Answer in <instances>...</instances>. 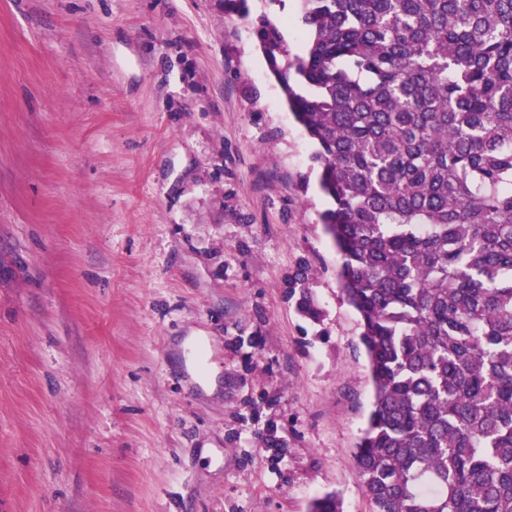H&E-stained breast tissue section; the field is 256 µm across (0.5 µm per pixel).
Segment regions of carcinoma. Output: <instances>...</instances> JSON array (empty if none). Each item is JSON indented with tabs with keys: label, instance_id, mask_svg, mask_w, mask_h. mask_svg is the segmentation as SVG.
I'll use <instances>...</instances> for the list:
<instances>
[{
	"label": "carcinoma",
	"instance_id": "carcinoma-1",
	"mask_svg": "<svg viewBox=\"0 0 512 512\" xmlns=\"http://www.w3.org/2000/svg\"><path fill=\"white\" fill-rule=\"evenodd\" d=\"M254 35L318 149L372 512H512V0H300ZM309 512H341L337 495Z\"/></svg>",
	"mask_w": 512,
	"mask_h": 512
}]
</instances>
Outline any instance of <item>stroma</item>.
<instances>
[{"label": "stroma", "instance_id": "stroma-1", "mask_svg": "<svg viewBox=\"0 0 512 512\" xmlns=\"http://www.w3.org/2000/svg\"><path fill=\"white\" fill-rule=\"evenodd\" d=\"M248 7L0 0V512H371L360 318L252 20L305 27Z\"/></svg>", "mask_w": 512, "mask_h": 512}]
</instances>
